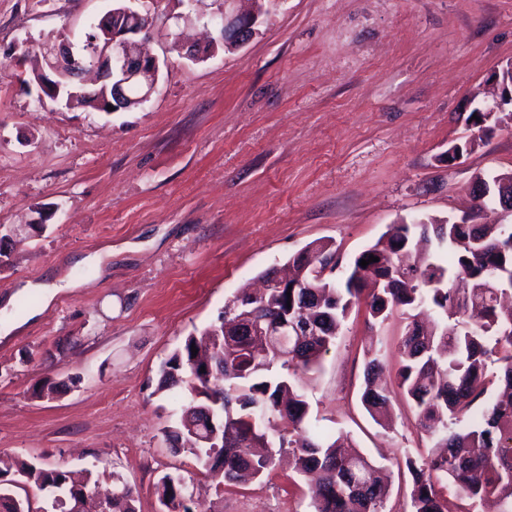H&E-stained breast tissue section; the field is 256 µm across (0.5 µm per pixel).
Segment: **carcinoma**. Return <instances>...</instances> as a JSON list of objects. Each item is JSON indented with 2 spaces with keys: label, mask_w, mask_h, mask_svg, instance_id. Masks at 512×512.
I'll return each instance as SVG.
<instances>
[{
  "label": "carcinoma",
  "mask_w": 512,
  "mask_h": 512,
  "mask_svg": "<svg viewBox=\"0 0 512 512\" xmlns=\"http://www.w3.org/2000/svg\"><path fill=\"white\" fill-rule=\"evenodd\" d=\"M313 264L293 262L292 289L270 288L250 296L261 316L278 325L303 317L317 335L303 342L282 337L283 354L262 336H230L224 324L201 337L187 336L162 363L156 391L179 390L187 404L164 428L177 452L202 463L217 484L263 479L275 456L287 451L298 471L318 472L312 512H451L442 490L462 502L456 512H478L494 499L499 512H512V225L393 224L374 244L341 265L333 247L320 241ZM379 261L365 270L378 288L361 287L360 260ZM497 281L490 288L491 281ZM365 305L371 324L399 310L407 324L398 345L399 387L415 408L431 440L427 456L405 460L411 475L406 501L388 505V490L374 476L372 460L348 451L346 436L335 437L310 423L309 404L298 374L320 369L353 307ZM198 350L192 355L191 348ZM209 359L211 371L201 372ZM384 351L372 352L364 371L361 402L370 417L386 425L390 397L377 383ZM224 419V439L207 443L200 417ZM92 472L23 462L10 486L0 482V512H31L29 500L12 490L22 480L51 501L55 512L77 485L88 487ZM164 512H194L179 475L157 485ZM133 490L116 478L112 512H136Z\"/></svg>",
  "instance_id": "carcinoma-1"
}]
</instances>
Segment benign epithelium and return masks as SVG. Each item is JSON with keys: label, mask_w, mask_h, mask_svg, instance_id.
I'll return each instance as SVG.
<instances>
[{"label": "benign epithelium", "mask_w": 512, "mask_h": 512, "mask_svg": "<svg viewBox=\"0 0 512 512\" xmlns=\"http://www.w3.org/2000/svg\"><path fill=\"white\" fill-rule=\"evenodd\" d=\"M157 0H115L112 10L99 20L103 39H94L80 45L61 35L48 44L44 63L37 71L38 86L52 95L60 96L68 89L69 98L81 95L85 76L86 58L92 57L93 70L102 79L112 81V99L102 101L101 107L113 106L114 110L130 109L147 103L156 92L166 60L148 53L145 44L157 17L148 2ZM237 0H224V11L211 19L219 31L217 39L203 50L193 45L176 42L179 55L192 62L204 61L218 48L240 47L257 34L261 16L268 12V5L281 0H251L252 10L238 13L232 9ZM493 77L499 85L498 97L473 110L477 119L470 120L475 132L462 143L448 148L445 159L453 165L470 153L478 140L512 123V60L496 70ZM473 189L479 199L490 198L503 212L512 215V173L498 176L494 182L485 178L474 181ZM225 328L246 327L254 336H272L273 327L264 323L258 310L243 304L241 313L224 321Z\"/></svg>", "instance_id": "obj_1"}]
</instances>
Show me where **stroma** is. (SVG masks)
Here are the masks:
<instances>
[{
	"label": "stroma",
	"mask_w": 512,
	"mask_h": 512,
	"mask_svg": "<svg viewBox=\"0 0 512 512\" xmlns=\"http://www.w3.org/2000/svg\"><path fill=\"white\" fill-rule=\"evenodd\" d=\"M111 8L0 0V68L30 73L47 35L80 37ZM176 30L155 25L168 66L137 108L41 104L36 84L0 78V469H88L103 493L117 473L137 512H162L168 473L199 512H310L287 464L225 486L173 452L162 429L182 402L157 392L159 367L311 242L350 261L391 224L460 217L475 175L512 171V127L444 160L512 59V0H280L249 42L196 63L172 52ZM404 327L353 308L299 380L311 423L388 469L395 501L406 457L429 447L396 390ZM371 346L387 353L385 428L360 400ZM46 380L54 398L33 397Z\"/></svg>",
	"instance_id": "stroma-1"
}]
</instances>
